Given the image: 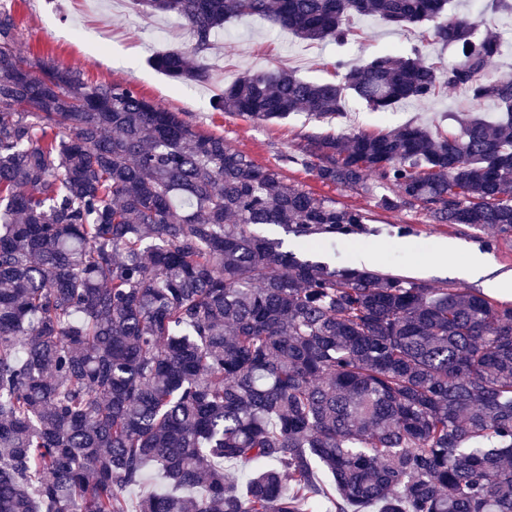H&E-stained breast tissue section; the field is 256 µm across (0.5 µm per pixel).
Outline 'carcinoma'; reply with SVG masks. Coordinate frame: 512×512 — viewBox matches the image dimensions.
Instances as JSON below:
<instances>
[{
  "mask_svg": "<svg viewBox=\"0 0 512 512\" xmlns=\"http://www.w3.org/2000/svg\"><path fill=\"white\" fill-rule=\"evenodd\" d=\"M204 83L213 38L260 16L310 43L362 17L429 25L421 49L338 82L243 73L212 107L257 122L374 112L463 91L454 124L308 139L323 183L419 201L438 224L512 234V77L483 19L449 0H133ZM0 9V512H512V303L303 259L260 228L350 235L367 216L287 182L129 85L18 50ZM492 103L495 116L481 112ZM230 462L251 467L239 484Z\"/></svg>",
  "mask_w": 512,
  "mask_h": 512,
  "instance_id": "cac0c4a2",
  "label": "carcinoma"
}]
</instances>
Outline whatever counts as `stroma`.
I'll return each instance as SVG.
<instances>
[{
  "label": "stroma",
  "instance_id": "35a3bbf8",
  "mask_svg": "<svg viewBox=\"0 0 512 512\" xmlns=\"http://www.w3.org/2000/svg\"><path fill=\"white\" fill-rule=\"evenodd\" d=\"M0 8L14 15L18 47L24 55L55 60L76 70L90 84L131 85L146 99L181 113L199 132L223 136L226 144L248 152L257 164L282 166L289 182L299 188L366 213L369 222L358 234L315 236L316 246L308 251V258L333 267L349 266L357 249L373 247L377 250L373 269L400 277L413 267L416 280L476 291L482 290L481 282L456 273L469 250H481L494 268L512 271V234L479 232L464 224L432 223L426 207L418 202L384 210L379 198L386 194V186L367 193L326 184L302 164L282 161L284 155L298 153L308 136L317 133H375L467 111L469 103L460 91L449 89L435 98L407 101L389 112H374L352 100L345 107L346 117L329 123L310 119L303 112L279 122L256 123L211 107L225 83L246 72L284 68L309 81L333 82L337 79V59L365 62L391 50L407 55L417 47L441 65L456 62V47L426 43L423 27H393L378 18L365 17L358 23L360 35L346 43L328 40L316 44L302 41L267 20L244 18L227 24L216 36L215 48L207 59L209 82L178 85L151 65L158 53L190 47L192 33L177 17H145L131 0H114L106 8L93 0L86 11L77 10L74 0H0ZM450 12L456 16L483 14L487 31L504 38L512 34V15L495 9L491 0H453ZM442 239L455 240L459 245L449 255L444 275L431 269L436 261L435 245Z\"/></svg>",
  "mask_w": 512,
  "mask_h": 512
}]
</instances>
